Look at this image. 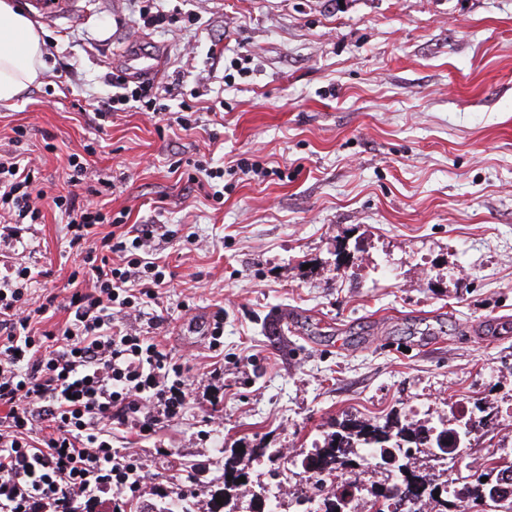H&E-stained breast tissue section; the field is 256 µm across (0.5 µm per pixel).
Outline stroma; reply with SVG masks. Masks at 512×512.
Here are the masks:
<instances>
[{"label":"stroma","instance_id":"obj_1","mask_svg":"<svg viewBox=\"0 0 512 512\" xmlns=\"http://www.w3.org/2000/svg\"><path fill=\"white\" fill-rule=\"evenodd\" d=\"M13 2L43 27L44 66L0 103V154L47 196L99 190L101 233L116 217L170 231L167 285L132 327L208 375L177 422L116 432L140 505L206 504L232 449L278 448L295 512L294 460L351 417L453 427L479 407L490 424L449 460L450 487L486 455L512 464V0H162L157 27L131 0ZM152 57L168 111L98 118L113 77L139 81ZM198 163L223 168L220 199L189 182ZM43 214L0 260L52 269L31 295L63 298L67 218Z\"/></svg>","mask_w":512,"mask_h":512}]
</instances>
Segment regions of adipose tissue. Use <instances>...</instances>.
Returning a JSON list of instances; mask_svg holds the SVG:
<instances>
[{
  "label": "adipose tissue",
  "mask_w": 512,
  "mask_h": 512,
  "mask_svg": "<svg viewBox=\"0 0 512 512\" xmlns=\"http://www.w3.org/2000/svg\"><path fill=\"white\" fill-rule=\"evenodd\" d=\"M41 26L0 0V102H10L38 82L43 69Z\"/></svg>",
  "instance_id": "adipose-tissue-1"
}]
</instances>
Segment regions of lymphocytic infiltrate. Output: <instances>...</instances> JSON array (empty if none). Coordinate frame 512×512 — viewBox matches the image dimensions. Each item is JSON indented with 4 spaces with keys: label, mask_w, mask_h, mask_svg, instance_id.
I'll use <instances>...</instances> for the list:
<instances>
[{
    "label": "lymphocytic infiltrate",
    "mask_w": 512,
    "mask_h": 512,
    "mask_svg": "<svg viewBox=\"0 0 512 512\" xmlns=\"http://www.w3.org/2000/svg\"><path fill=\"white\" fill-rule=\"evenodd\" d=\"M35 181L34 169L0 154V219L40 222L46 197ZM51 201L66 215L69 246L80 258L71 294L37 300L29 294V267L0 273V512H35L44 504L72 512L78 499L103 491L122 512L139 491L140 463L113 448V423L155 433L183 414L194 382L157 340L120 324L164 284L146 255L153 225L102 236L97 202ZM116 256L123 266H113ZM58 305L66 322L40 329Z\"/></svg>",
    "instance_id": "obj_1"
}]
</instances>
